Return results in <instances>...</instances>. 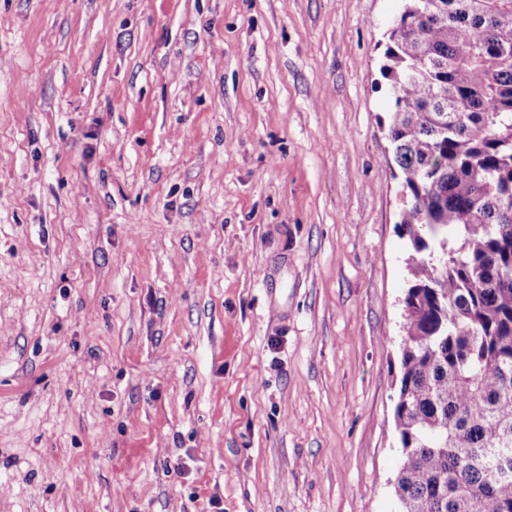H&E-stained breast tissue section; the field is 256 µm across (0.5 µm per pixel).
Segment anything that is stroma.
<instances>
[{"label": "stroma", "instance_id": "obj_1", "mask_svg": "<svg viewBox=\"0 0 512 512\" xmlns=\"http://www.w3.org/2000/svg\"><path fill=\"white\" fill-rule=\"evenodd\" d=\"M403 0H0V512H396Z\"/></svg>", "mask_w": 512, "mask_h": 512}]
</instances>
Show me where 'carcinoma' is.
<instances>
[{
	"instance_id": "carcinoma-1",
	"label": "carcinoma",
	"mask_w": 512,
	"mask_h": 512,
	"mask_svg": "<svg viewBox=\"0 0 512 512\" xmlns=\"http://www.w3.org/2000/svg\"><path fill=\"white\" fill-rule=\"evenodd\" d=\"M387 38L410 273L399 512H512V0H404Z\"/></svg>"
}]
</instances>
